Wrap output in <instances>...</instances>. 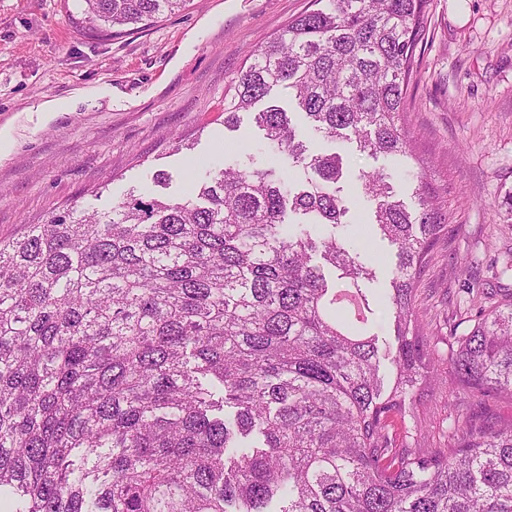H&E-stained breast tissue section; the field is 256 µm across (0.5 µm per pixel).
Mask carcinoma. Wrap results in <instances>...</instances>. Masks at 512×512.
<instances>
[{
  "label": "carcinoma",
  "instance_id": "obj_1",
  "mask_svg": "<svg viewBox=\"0 0 512 512\" xmlns=\"http://www.w3.org/2000/svg\"><path fill=\"white\" fill-rule=\"evenodd\" d=\"M110 29L187 0H84ZM431 0H312L250 51L224 126L254 112L267 146L316 179L224 166L179 199L72 206L0 238V495L15 512H512V421L460 422L428 453L392 447L434 379L416 284L448 211L415 159L409 113ZM313 129L405 162L415 209L382 170L359 174L394 249L386 310L394 379L371 311L373 267L336 238L343 157ZM448 388L512 399V293L448 336ZM270 98L290 113L289 115L292 118V121L299 127L301 133L303 134V139L312 150L322 152H333L339 150L338 145L334 142L326 141L322 139L321 136L316 135L307 129L302 118L294 110L293 104L288 98L287 91L280 87L274 88L270 94Z\"/></svg>",
  "mask_w": 512,
  "mask_h": 512
}]
</instances>
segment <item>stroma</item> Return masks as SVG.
Here are the masks:
<instances>
[{
    "mask_svg": "<svg viewBox=\"0 0 512 512\" xmlns=\"http://www.w3.org/2000/svg\"><path fill=\"white\" fill-rule=\"evenodd\" d=\"M310 0H191L151 26L104 34L79 0H0V128L11 146L0 159V235H20L63 208L103 210L128 192L180 197L189 178L222 163L263 168V133L251 113L224 127V94L247 51L260 48ZM409 127L418 159L433 158L429 179L448 210V233L417 284L416 312L435 369L443 343L463 317L512 289V0H432L419 46ZM53 101L63 112L44 113ZM344 192L355 208L337 236L350 237L389 286L392 249L367 219L356 181L379 168L407 197L402 165L349 149ZM482 284L468 292L466 279ZM464 417L512 419V400L488 408L446 384L425 386L415 413L423 431L394 445L435 448L448 430V406Z\"/></svg>",
    "mask_w": 512,
    "mask_h": 512,
    "instance_id": "stroma-1",
    "label": "stroma"
}]
</instances>
